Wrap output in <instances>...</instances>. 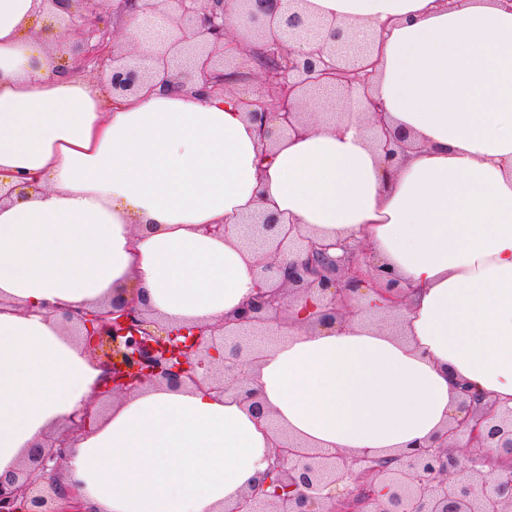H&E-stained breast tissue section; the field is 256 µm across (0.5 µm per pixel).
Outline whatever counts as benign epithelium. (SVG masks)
Returning <instances> with one entry per match:
<instances>
[{"label": "benign epithelium", "mask_w": 512, "mask_h": 512, "mask_svg": "<svg viewBox=\"0 0 512 512\" xmlns=\"http://www.w3.org/2000/svg\"><path fill=\"white\" fill-rule=\"evenodd\" d=\"M104 2L41 0L59 28L83 35L69 45L61 72H82L94 64L108 77L112 96L121 98L137 94L159 65L171 73L174 88L196 82L200 92L212 93L224 87L228 0H127L143 27L164 25L162 49L142 53L117 48L112 17L100 7ZM305 2L236 0L242 28L266 46L253 52L252 61L271 94L246 105L267 138L305 127L299 107L315 91L362 103L367 112L382 109L369 95L378 61L375 40L347 51L343 27L314 16ZM374 142L391 163L411 148L408 133L385 124ZM246 223L250 244L274 256L299 249L304 259L261 262L256 295L229 320L163 332L150 310L123 289L107 304L61 312L67 325L82 331L89 350L101 352L105 375L95 405L143 382L172 389L205 383L219 394L233 391L261 419L266 412L248 378L228 380L224 362L253 363L252 337L290 326V316L283 315L288 304L303 299L306 318L332 326L349 314L353 294L375 279L382 284L378 295L394 315L406 306L391 273L373 264L364 268L356 250L312 237L293 238L274 215L250 216ZM335 248L343 254L331 255ZM461 393L466 414L448 425L442 443L414 445L385 458L326 454L289 440L274 449L269 473L242 502L222 512H512V466L493 475L485 470L489 449L512 451V409L484 410L467 389ZM465 433L471 451L460 454L457 441ZM67 452L62 440L36 446L19 469L0 475V512H94L81 486L60 479Z\"/></svg>", "instance_id": "7a95c632"}]
</instances>
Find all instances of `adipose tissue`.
Masks as SVG:
<instances>
[{
  "label": "adipose tissue",
  "mask_w": 512,
  "mask_h": 512,
  "mask_svg": "<svg viewBox=\"0 0 512 512\" xmlns=\"http://www.w3.org/2000/svg\"><path fill=\"white\" fill-rule=\"evenodd\" d=\"M351 42L380 44L371 95L418 148L397 165L366 115L264 139L234 90L138 94L60 75L40 0H0V475L66 437L67 482L95 512H219L288 435L392 456L441 436L459 388L512 409V10L500 0H307ZM249 213L334 243L366 240L408 290L402 333L345 318L258 343L246 372L270 420L233 393L144 384L71 431L100 371L50 308L119 288L160 326L214 325L255 294ZM221 224L224 234L205 233Z\"/></svg>",
  "instance_id": "adipose-tissue-1"
}]
</instances>
